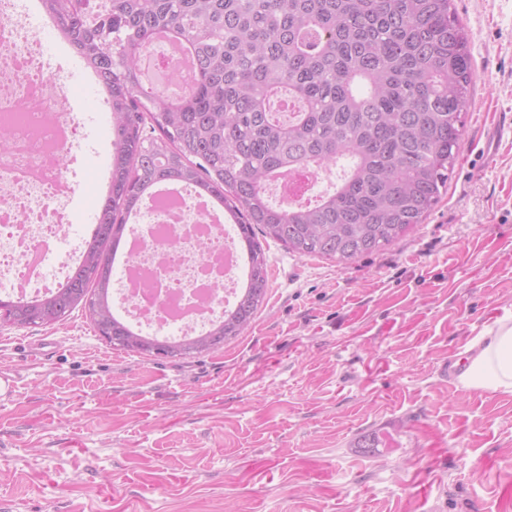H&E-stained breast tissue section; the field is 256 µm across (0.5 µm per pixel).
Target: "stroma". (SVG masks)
<instances>
[{
    "mask_svg": "<svg viewBox=\"0 0 512 512\" xmlns=\"http://www.w3.org/2000/svg\"><path fill=\"white\" fill-rule=\"evenodd\" d=\"M453 6L471 104L425 223L344 266L264 242V305L190 359L115 349L79 308L0 327L16 379L0 400V512H512V394L442 372L512 314V0ZM43 52L92 94L78 103L87 198L69 205L84 241L112 114L69 44ZM367 435L377 447L359 448Z\"/></svg>",
    "mask_w": 512,
    "mask_h": 512,
    "instance_id": "35a3bbf8",
    "label": "stroma"
}]
</instances>
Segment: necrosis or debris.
Masks as SVG:
<instances>
[{
    "label": "necrosis or debris",
    "mask_w": 512,
    "mask_h": 512,
    "mask_svg": "<svg viewBox=\"0 0 512 512\" xmlns=\"http://www.w3.org/2000/svg\"><path fill=\"white\" fill-rule=\"evenodd\" d=\"M70 96L15 0H0V128L11 133L0 153V289L17 298L54 291L76 259L55 251L69 227L66 202L82 189L70 171L81 144ZM152 212L133 228L135 260L118 301L136 325L197 335L238 297L230 231L187 195Z\"/></svg>",
    "instance_id": "necrosis-or-debris-1"
}]
</instances>
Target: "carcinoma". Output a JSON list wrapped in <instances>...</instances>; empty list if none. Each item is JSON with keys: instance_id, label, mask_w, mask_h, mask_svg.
<instances>
[{"instance_id": "obj_1", "label": "carcinoma", "mask_w": 512, "mask_h": 512, "mask_svg": "<svg viewBox=\"0 0 512 512\" xmlns=\"http://www.w3.org/2000/svg\"><path fill=\"white\" fill-rule=\"evenodd\" d=\"M41 0L108 93L114 153L97 229L65 285L0 298V323L50 326L82 307L110 345L185 359L239 336L265 301L258 237L346 264L423 223L456 165L473 60L452 0ZM193 56L190 91L145 87L158 34ZM345 159L313 204H272L285 172ZM194 185L221 199L248 251V284L211 328L181 342L132 331L112 309L116 244L148 189Z\"/></svg>"}]
</instances>
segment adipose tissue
Returning <instances> with one entry per match:
<instances>
[{"instance_id":"ef3b65f1","label":"adipose tissue","mask_w":512,"mask_h":512,"mask_svg":"<svg viewBox=\"0 0 512 512\" xmlns=\"http://www.w3.org/2000/svg\"><path fill=\"white\" fill-rule=\"evenodd\" d=\"M471 349L458 377L461 387L512 394V317L496 319Z\"/></svg>"}]
</instances>
